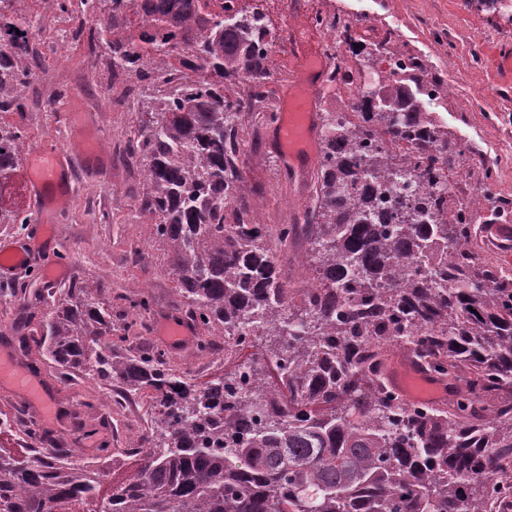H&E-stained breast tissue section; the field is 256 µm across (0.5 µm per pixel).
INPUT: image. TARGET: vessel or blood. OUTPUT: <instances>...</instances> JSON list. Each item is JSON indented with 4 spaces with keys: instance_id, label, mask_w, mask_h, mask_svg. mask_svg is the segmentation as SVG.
Returning <instances> with one entry per match:
<instances>
[{
    "instance_id": "vessel-or-blood-1",
    "label": "vessel or blood",
    "mask_w": 512,
    "mask_h": 512,
    "mask_svg": "<svg viewBox=\"0 0 512 512\" xmlns=\"http://www.w3.org/2000/svg\"><path fill=\"white\" fill-rule=\"evenodd\" d=\"M288 66L292 79L288 84L283 109L278 116L274 136L286 162L293 169L305 171L316 163L312 145L317 137L316 100L322 88L326 60L306 29L294 28L288 34ZM494 68L502 81L512 80V41L501 42L495 52ZM64 151L55 140L39 143L25 160L23 193L30 206L31 219L37 232H45L40 222L44 203L59 192L64 184ZM0 383L12 388L38 406L52 413L54 404L48 389L0 352Z\"/></svg>"
}]
</instances>
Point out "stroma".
<instances>
[{
  "label": "stroma",
  "mask_w": 512,
  "mask_h": 512,
  "mask_svg": "<svg viewBox=\"0 0 512 512\" xmlns=\"http://www.w3.org/2000/svg\"><path fill=\"white\" fill-rule=\"evenodd\" d=\"M358 10L354 30L361 41H369L375 28L398 21L404 43L424 54L432 71L447 67L452 77L451 98L436 107L441 122L461 139L486 135L500 154L495 186L512 195V95L497 87L491 62V46L502 36H512V8L501 0H348ZM51 67L68 92L51 90L23 94L19 112H0V121L18 125L29 144L51 138L67 148L70 182L62 209L49 211L52 233L35 236L30 228L0 224V247L23 243L35 246L34 265L42 270L61 268L54 285L68 287L76 281H98L112 296L145 292L151 305L144 313L145 326L133 344L160 350L170 356L176 373L188 374L193 384L205 383L232 360L216 355L206 361L187 357L175 349L161 329L184 320L186 312L175 297L168 251L154 235L152 225L140 214L134 196V180L125 175L123 152L105 148L103 154L86 160L76 141L78 129L73 115L98 127L103 139L125 140L135 122L134 110L112 109V76L108 57H92L86 46L72 48L63 62L40 59ZM248 154L242 175L247 184L246 203L261 223L273 227L290 223L295 212L308 202L316 171H293L281 161L273 135L274 120L268 113L246 116ZM109 221H100L101 213ZM43 280L29 270L0 275V337H8L15 359L31 367L53 386L57 415L42 428L44 447L61 438H89L91 445L105 443L120 448L130 427L97 429L87 434L80 427L87 412L84 400L99 395L93 381L74 378L61 383L52 369L38 359L39 338L47 308L37 294Z\"/></svg>",
  "instance_id": "stroma-1"
}]
</instances>
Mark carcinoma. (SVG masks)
<instances>
[{"mask_svg": "<svg viewBox=\"0 0 512 512\" xmlns=\"http://www.w3.org/2000/svg\"><path fill=\"white\" fill-rule=\"evenodd\" d=\"M151 24L138 35L137 11L122 0H80L101 13L106 38L90 36L112 63L151 80L140 51L194 47L179 60L175 89L137 112L130 155L148 174L135 189L141 214L166 245L176 295L186 312L222 336L252 343L267 330L269 362L242 390L237 370L202 386L182 381L161 356H120L112 302L99 282L51 291L43 356L68 380L123 381L152 398L149 450L138 475L112 488V512H503L512 496V269L473 248L479 225L444 223L435 166L452 178L465 165L458 139L443 126L445 157L432 153L431 112L409 95L424 68L384 79L399 117L367 100L354 119L324 118L315 205L305 210L314 272L335 284L293 304L267 230L247 223L239 189L236 131L254 110L236 94L240 71L268 79L265 47L252 38L251 12L218 20L211 0H147ZM35 30L27 0H0V29ZM37 69L30 42L0 44V111H20L16 87ZM407 146L412 161L392 166L381 135ZM26 136L0 125V224H26L14 175ZM430 175L428 192L399 194L413 171ZM374 182L391 185L403 212L397 224L375 204ZM383 274L395 287L381 290ZM128 304L129 331L149 301ZM389 346L429 358L435 372L465 375L459 410H416L383 381ZM244 435L235 448L224 437ZM0 512H61L97 491L82 469L34 465L0 450ZM483 474L466 482L459 477Z\"/></svg>", "mask_w": 512, "mask_h": 512, "instance_id": "carcinoma-1", "label": "carcinoma"}]
</instances>
